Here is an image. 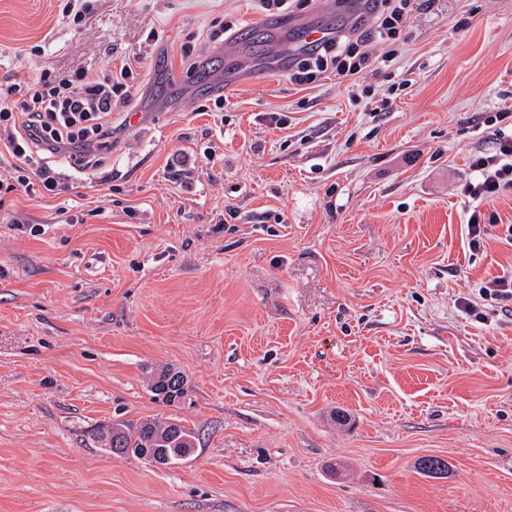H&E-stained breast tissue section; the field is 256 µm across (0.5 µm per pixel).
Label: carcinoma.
<instances>
[{"label":"carcinoma","mask_w":512,"mask_h":512,"mask_svg":"<svg viewBox=\"0 0 512 512\" xmlns=\"http://www.w3.org/2000/svg\"><path fill=\"white\" fill-rule=\"evenodd\" d=\"M185 384L183 373L163 369L153 376L151 390L162 401L172 403L184 394ZM90 439L97 447L110 449L114 456L134 454L138 448H149L155 458L172 463L195 448L193 432L175 420H146L137 424L114 422L91 430ZM415 466L421 474L429 477L448 474V461L438 456L420 457Z\"/></svg>","instance_id":"1"}]
</instances>
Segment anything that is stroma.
I'll return each instance as SVG.
<instances>
[{"label": "stroma", "instance_id": "obj_1", "mask_svg": "<svg viewBox=\"0 0 512 512\" xmlns=\"http://www.w3.org/2000/svg\"><path fill=\"white\" fill-rule=\"evenodd\" d=\"M62 7L0 0V77L139 79L100 168L55 158L66 192L0 207V512H512V316L458 305L512 266V194L461 192L512 134V0L416 6L357 97L289 73L302 27L368 28L370 0ZM475 207L497 218L477 252ZM146 419L194 451L159 468L89 437ZM186 379L180 371L163 369L152 378V392L166 403H172L184 394Z\"/></svg>", "mask_w": 512, "mask_h": 512}]
</instances>
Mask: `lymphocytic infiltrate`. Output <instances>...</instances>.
<instances>
[{"instance_id": "obj_1", "label": "lymphocytic infiltrate", "mask_w": 512, "mask_h": 512, "mask_svg": "<svg viewBox=\"0 0 512 512\" xmlns=\"http://www.w3.org/2000/svg\"><path fill=\"white\" fill-rule=\"evenodd\" d=\"M371 31L328 39L312 47L290 74L297 84H310L331 73L339 82H351L374 62L391 66L412 11L411 0H375ZM383 46L372 55L370 40ZM133 71L121 67L104 75L79 71L70 76L41 72L32 80L12 75L0 78V200L17 190L62 191L47 158L67 155L83 171L95 170L112 146V106L131 98ZM474 180L464 184V196L483 201L512 193V135H499L494 149L473 156Z\"/></svg>"}]
</instances>
